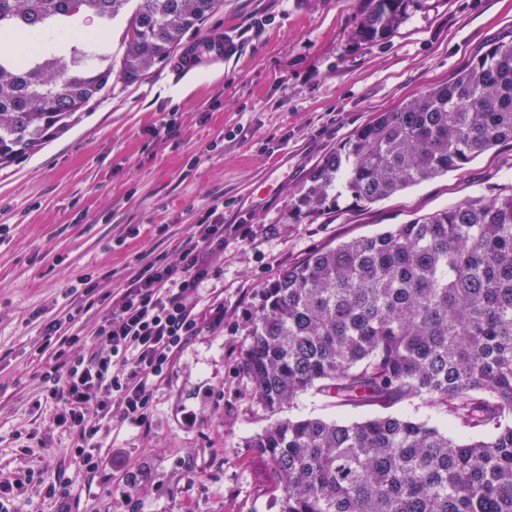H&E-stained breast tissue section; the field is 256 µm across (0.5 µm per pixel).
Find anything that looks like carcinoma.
<instances>
[{"mask_svg": "<svg viewBox=\"0 0 512 512\" xmlns=\"http://www.w3.org/2000/svg\"><path fill=\"white\" fill-rule=\"evenodd\" d=\"M131 0H0V165L61 133L112 92L104 42L40 51L42 33ZM412 0H367L357 36L392 33ZM219 0H138L119 79L168 60ZM512 144V40L451 82L378 112L310 175L300 223L339 197L372 204ZM241 369L271 413L305 395L341 407L428 404L452 437L409 416L277 419L254 435L280 512H512V183L313 252L261 289Z\"/></svg>", "mask_w": 512, "mask_h": 512, "instance_id": "1", "label": "carcinoma"}]
</instances>
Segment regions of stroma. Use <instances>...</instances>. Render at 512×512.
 <instances>
[{"label":"stroma","instance_id":"1","mask_svg":"<svg viewBox=\"0 0 512 512\" xmlns=\"http://www.w3.org/2000/svg\"><path fill=\"white\" fill-rule=\"evenodd\" d=\"M365 0H221L187 35L238 28L239 58L191 75L170 64L138 82L113 80L67 133L0 168V478L26 512H279V493L250 437L274 415L240 367L260 288L313 251L376 233L512 181V145L372 205L347 195L334 212L293 223L291 198L322 158L376 112L395 109L497 41L512 39V0H415L389 37H356ZM196 224H241L242 237L202 285L224 320L177 354L153 389L146 422L106 420L102 466L78 468L44 400L42 319L62 318L96 283L75 329L91 335L113 289L149 262L175 261ZM367 407L300 398L283 416L355 420Z\"/></svg>","mask_w":512,"mask_h":512}]
</instances>
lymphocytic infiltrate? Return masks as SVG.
Wrapping results in <instances>:
<instances>
[{
  "instance_id": "lymphocytic-infiltrate-1",
  "label": "lymphocytic infiltrate",
  "mask_w": 512,
  "mask_h": 512,
  "mask_svg": "<svg viewBox=\"0 0 512 512\" xmlns=\"http://www.w3.org/2000/svg\"><path fill=\"white\" fill-rule=\"evenodd\" d=\"M225 227L194 225L176 263L146 265L113 294L107 316L74 351L78 336L67 335L65 322H43L45 341H58L55 363L41 376L45 398L56 405V421L71 440L67 454L81 468L96 469L94 453L101 422L116 418L141 422L152 406V389L173 357L200 330L199 290L214 258L224 250Z\"/></svg>"
}]
</instances>
